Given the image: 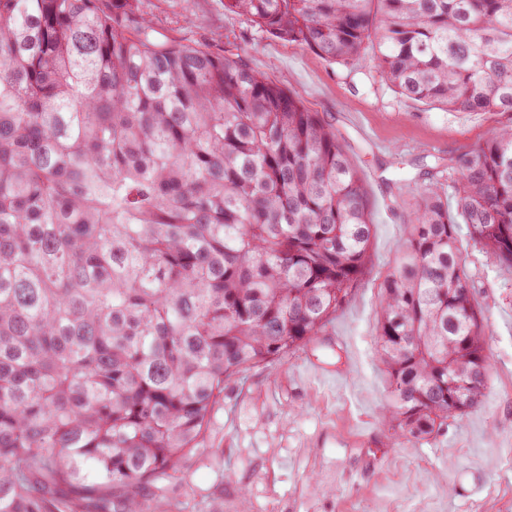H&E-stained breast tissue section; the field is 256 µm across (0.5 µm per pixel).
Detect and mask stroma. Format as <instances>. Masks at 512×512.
<instances>
[{"label": "stroma", "mask_w": 512, "mask_h": 512, "mask_svg": "<svg viewBox=\"0 0 512 512\" xmlns=\"http://www.w3.org/2000/svg\"><path fill=\"white\" fill-rule=\"evenodd\" d=\"M160 37L240 55L332 125L357 163L373 224L371 264L316 343L224 387L203 449L149 488L168 512H512V267L471 241L463 261L489 335L480 410L423 442L389 446L387 376L375 354L379 284L409 235L429 167L512 123L396 94L370 57L328 62L269 37L224 0H137Z\"/></svg>", "instance_id": "stroma-1"}]
</instances>
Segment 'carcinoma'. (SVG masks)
I'll use <instances>...</instances> for the list:
<instances>
[{
	"label": "carcinoma",
	"instance_id": "obj_1",
	"mask_svg": "<svg viewBox=\"0 0 512 512\" xmlns=\"http://www.w3.org/2000/svg\"><path fill=\"white\" fill-rule=\"evenodd\" d=\"M406 99L512 113V0H224ZM419 188L380 284L390 435L481 406L460 225L512 266V125ZM456 207H451L448 196ZM336 131L243 59L154 36L133 0H0V512H165L224 384L304 349L370 264Z\"/></svg>",
	"mask_w": 512,
	"mask_h": 512
}]
</instances>
